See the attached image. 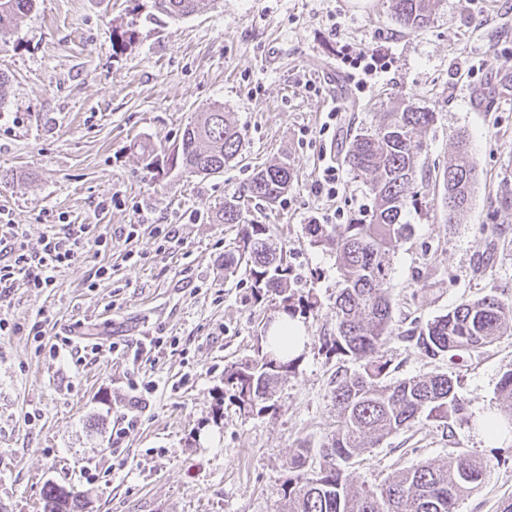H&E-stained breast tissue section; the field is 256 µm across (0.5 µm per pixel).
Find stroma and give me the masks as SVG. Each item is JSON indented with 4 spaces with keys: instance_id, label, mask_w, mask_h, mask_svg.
<instances>
[{
    "instance_id": "35a3bbf8",
    "label": "stroma",
    "mask_w": 512,
    "mask_h": 512,
    "mask_svg": "<svg viewBox=\"0 0 512 512\" xmlns=\"http://www.w3.org/2000/svg\"><path fill=\"white\" fill-rule=\"evenodd\" d=\"M126 30L133 42L114 49L113 32ZM375 52L386 69L356 87L344 56ZM0 72L9 77L0 213L23 225L31 250L68 224L112 237L106 250L85 241L53 288L19 287L0 302V318L18 329L0 335V512H42L49 482L90 494L93 512H287V462L300 443L318 449L330 437L332 376L360 366L321 345L335 328L341 276L335 253L312 244L305 227L346 224L372 208L367 179L341 160L395 102L435 114L417 156L419 203L403 214L411 232L393 259L395 321L423 325L486 295L512 302V223L495 210L502 181L512 182L507 0H439L417 31L394 22L389 0H207L180 19L152 0H39L0 41ZM214 103L241 130L243 157L202 178L169 157ZM462 137L477 181L452 221L437 173ZM279 161L293 171L291 190L271 207L248 204L246 218L269 225L296 297L314 309L299 318L306 339L293 372L258 413L226 399L224 370L255 357L278 301L256 297L245 272L225 277L237 230L216 213L253 170ZM333 161L341 169L330 199L312 185ZM166 227L176 236L165 245L157 232ZM102 265L112 276L100 281ZM39 320L50 337L84 325L101 354L78 362L37 350L29 329ZM145 336L177 345L137 360L109 350L113 339L132 346ZM382 351L394 381L452 373L465 413L446 425L421 419L368 449L347 467L353 487L475 455L486 474L457 512H500L512 499V438L486 440L478 423L502 411L512 334L433 358L391 334ZM134 380L155 386L137 408ZM131 416L134 429L113 442Z\"/></svg>"
}]
</instances>
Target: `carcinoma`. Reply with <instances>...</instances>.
Returning <instances> with one entry per match:
<instances>
[{"label":"carcinoma","mask_w":512,"mask_h":512,"mask_svg":"<svg viewBox=\"0 0 512 512\" xmlns=\"http://www.w3.org/2000/svg\"><path fill=\"white\" fill-rule=\"evenodd\" d=\"M37 0H0V40L31 12ZM205 0H153V8L170 18L188 16ZM438 0H390L391 15L401 27L418 30L430 22ZM434 113L397 103L378 113L374 128L356 134L344 157L345 164L369 180L372 210L362 218L331 229L307 225L312 242L336 253L342 283L336 301L335 333L322 337L328 352L361 361L360 368L333 380L336 431L324 448L313 450L301 443L288 461V478L282 484L288 512H455L457 501L478 486L486 463L458 455L438 465H419L398 472L374 488L354 490L344 466L387 436L412 427L421 416L448 423L464 411L447 373L423 378L387 380L390 360L381 353L384 337L393 333V311L387 294L392 258L409 225L400 221L409 206L418 203L415 158L422 147L421 134L433 123ZM243 137L230 122L224 106L213 105L198 113L184 129L171 157L196 175L208 176L242 155ZM448 198V222L470 204L476 171L465 139L457 141L456 158L442 172ZM293 185L286 163L265 166L253 173L242 193L224 199L216 215L221 224L237 227L234 246L224 252V276L249 269L256 293L279 297L282 312L293 317L312 306L294 305L291 266L283 253L269 245V226L252 224L244 216L245 202L275 204ZM512 332V305L494 295L459 304L422 326L411 324L398 335L429 356L475 351ZM294 360L278 357L260 346L257 358L224 371V388L244 409L252 410L271 399L277 385L288 378ZM506 402L503 426L512 428V370L500 382ZM42 512H84L86 496L47 483L42 492Z\"/></svg>","instance_id":"carcinoma-1"}]
</instances>
